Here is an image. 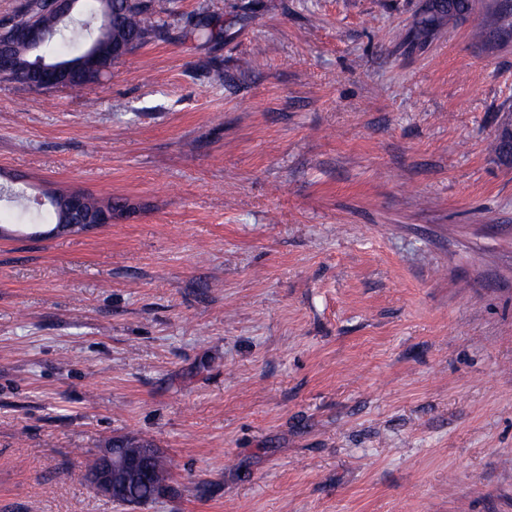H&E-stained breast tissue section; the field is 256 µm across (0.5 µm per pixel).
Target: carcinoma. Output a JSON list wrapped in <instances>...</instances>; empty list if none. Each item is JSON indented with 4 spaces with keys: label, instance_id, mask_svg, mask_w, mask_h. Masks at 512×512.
I'll return each instance as SVG.
<instances>
[{
    "label": "carcinoma",
    "instance_id": "carcinoma-1",
    "mask_svg": "<svg viewBox=\"0 0 512 512\" xmlns=\"http://www.w3.org/2000/svg\"><path fill=\"white\" fill-rule=\"evenodd\" d=\"M90 19L73 18L66 23H59L44 11L43 0H25L17 12L20 19L36 18L51 29L48 40L35 51H19V68L10 77H0V82H17L25 84L30 78L29 66L38 58L48 62H65L73 59L71 48L82 45L86 53L97 49L99 53H110L112 42L124 41L130 49L144 44L151 37L164 35L168 28V19L172 15L171 0H145L139 5L135 0L130 5L125 0H112V14L105 11L107 0H86ZM474 8V0H435V9L431 14L418 19L413 30L406 35L412 44H420L438 27L451 24L469 14ZM494 28L504 35L502 42L512 40V10L499 12L491 9L486 28L478 32L482 37L488 29ZM16 202L17 219L27 223H37L46 219L40 208L25 203L22 186L9 188L0 186V197ZM171 479V469L166 457H160L153 464V477L144 481L139 477L129 479L125 495L119 500L121 504L144 505L157 499L155 487Z\"/></svg>",
    "mask_w": 512,
    "mask_h": 512
}]
</instances>
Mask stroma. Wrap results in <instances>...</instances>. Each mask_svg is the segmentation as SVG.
Segmentation results:
<instances>
[{"instance_id":"obj_1","label":"stroma","mask_w":512,"mask_h":512,"mask_svg":"<svg viewBox=\"0 0 512 512\" xmlns=\"http://www.w3.org/2000/svg\"><path fill=\"white\" fill-rule=\"evenodd\" d=\"M422 4L173 0L81 89L0 83V177L121 203L0 240V512H512V43L405 45ZM124 434L143 506L86 477ZM57 208L62 209L67 215L75 217L69 223L57 224L59 215L54 208V227L48 232H34V236L52 235L61 236L74 233H82L89 229L112 223V199L102 200L94 211H85V197L80 193H64L54 196ZM171 479V469L164 454L153 464V477L143 481L140 477H131L128 481L125 495L116 503L127 505H144L156 500L155 487L160 483H168Z\"/></svg>"}]
</instances>
